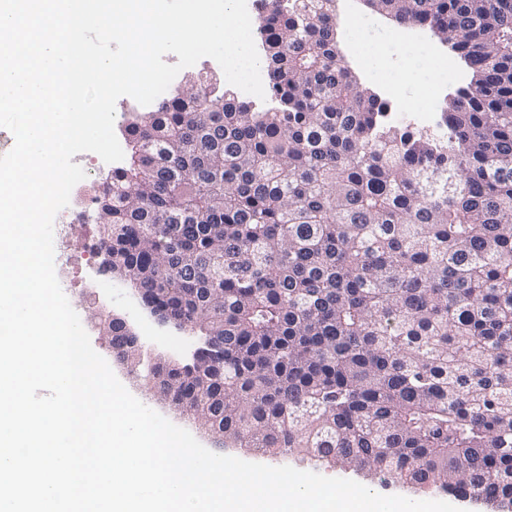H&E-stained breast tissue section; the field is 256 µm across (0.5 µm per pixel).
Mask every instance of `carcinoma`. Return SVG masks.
<instances>
[{
	"instance_id": "carcinoma-1",
	"label": "carcinoma",
	"mask_w": 512,
	"mask_h": 512,
	"mask_svg": "<svg viewBox=\"0 0 512 512\" xmlns=\"http://www.w3.org/2000/svg\"><path fill=\"white\" fill-rule=\"evenodd\" d=\"M365 2L472 70L446 141L387 121L339 56L336 0H265L280 107L198 73L132 116L97 251L224 344L221 370L205 345L151 367L224 443L512 512V0ZM104 335L135 361L130 330Z\"/></svg>"
}]
</instances>
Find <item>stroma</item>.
Here are the masks:
<instances>
[{
	"label": "stroma",
	"mask_w": 512,
	"mask_h": 512,
	"mask_svg": "<svg viewBox=\"0 0 512 512\" xmlns=\"http://www.w3.org/2000/svg\"><path fill=\"white\" fill-rule=\"evenodd\" d=\"M97 231V224L90 221L58 235L56 239L58 256L78 255L82 258L81 264L70 269L61 288L79 315L94 350L108 362L115 376L134 397L173 424L192 432L207 449H214L213 440L197 429L188 416L170 409L158 399L151 383L113 356L108 344L95 329L94 315L100 309L106 308L124 317L139 338L141 360L146 364L159 359H185L197 343L196 336L191 332L161 322L151 315L140 301L135 300L131 288L124 281L101 272L99 255L83 259L82 254L87 244L94 241Z\"/></svg>",
	"instance_id": "35a3bbf8"
}]
</instances>
